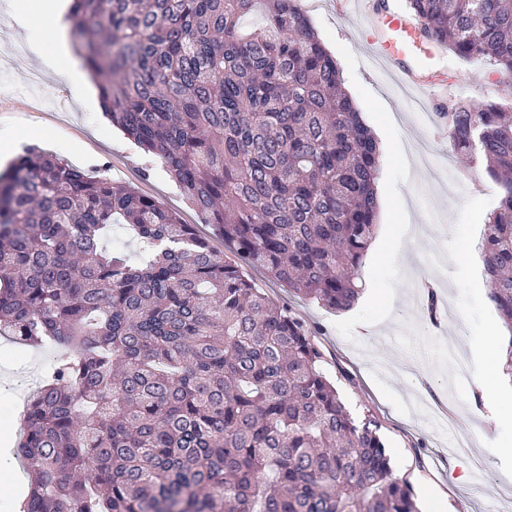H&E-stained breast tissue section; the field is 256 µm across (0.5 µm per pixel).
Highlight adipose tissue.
Instances as JSON below:
<instances>
[{
  "label": "adipose tissue",
  "instance_id": "adipose-tissue-1",
  "mask_svg": "<svg viewBox=\"0 0 512 512\" xmlns=\"http://www.w3.org/2000/svg\"><path fill=\"white\" fill-rule=\"evenodd\" d=\"M66 0H18L12 16L27 34L30 46L42 65L64 76L75 92L85 93L86 72L75 61L61 23ZM506 338L490 339L484 346L485 358L474 382L481 392L486 423L496 430L512 433V415L500 410L501 395L507 383L501 371L500 355L506 351Z\"/></svg>",
  "mask_w": 512,
  "mask_h": 512
}]
</instances>
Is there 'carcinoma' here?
<instances>
[{"label":"carcinoma","instance_id":"1","mask_svg":"<svg viewBox=\"0 0 512 512\" xmlns=\"http://www.w3.org/2000/svg\"><path fill=\"white\" fill-rule=\"evenodd\" d=\"M422 36L512 83V0H408ZM259 11L264 22L241 24ZM112 124L236 251L38 146L0 175V337L58 352L24 407L18 512H417L371 418L317 369L315 331L259 270L340 312L375 234L379 148L299 0H72ZM502 188L478 249L512 332V113L448 110ZM129 226L141 258L109 250Z\"/></svg>","mask_w":512,"mask_h":512}]
</instances>
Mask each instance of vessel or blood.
I'll return each instance as SVG.
<instances>
[{
  "instance_id": "obj_1",
  "label": "vessel or blood",
  "mask_w": 512,
  "mask_h": 512,
  "mask_svg": "<svg viewBox=\"0 0 512 512\" xmlns=\"http://www.w3.org/2000/svg\"><path fill=\"white\" fill-rule=\"evenodd\" d=\"M359 39L369 46L376 58L387 64L398 84L414 91L422 88L421 81L415 76V63H423L432 69L441 59L437 42L431 40L418 45L415 25L390 9L367 15Z\"/></svg>"
}]
</instances>
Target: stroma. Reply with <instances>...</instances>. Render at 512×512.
I'll return each mask as SVG.
<instances>
[{"mask_svg":"<svg viewBox=\"0 0 512 512\" xmlns=\"http://www.w3.org/2000/svg\"><path fill=\"white\" fill-rule=\"evenodd\" d=\"M15 0H0V117L15 116L28 128L16 146L36 145L99 176L129 184L180 214L236 261L215 226L199 216L169 173L104 114L99 100L76 98L63 76L43 69L22 30L5 26ZM320 40L336 59L343 87L371 131H383L379 201L386 203L398 253L368 251L362 277L379 297L360 295L346 311L330 312L252 271L256 288L291 309L318 331L322 368L355 417L372 415L395 474L406 480L416 504L440 498L453 512H512V465L489 454L500 434L474 403L471 374L499 314L487 297L481 265L456 263L462 241L480 239L503 191L481 163L457 155L442 131V107L457 100H489L512 110V87L498 82L489 58L446 53L442 71L422 72L429 88L406 96L386 70L368 59L359 42L362 13L341 0H300ZM41 82L30 88L31 71ZM440 296L437 322L423 313L424 287ZM56 351L26 349L0 357V384L31 387L55 360ZM444 406L467 436L471 455L450 450L451 435L428 413Z\"/></svg>","mask_w":512,"mask_h":512,"instance_id":"obj_1","label":"stroma"}]
</instances>
